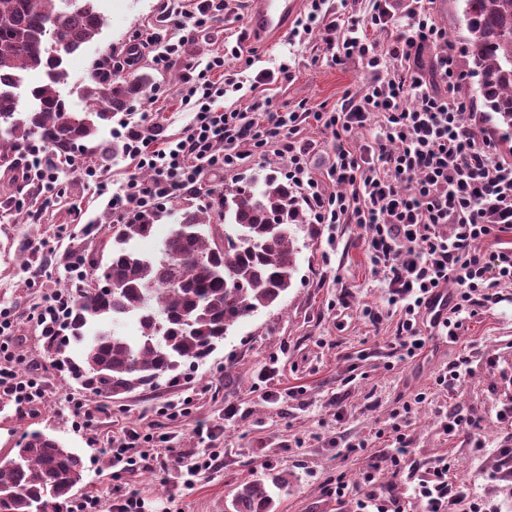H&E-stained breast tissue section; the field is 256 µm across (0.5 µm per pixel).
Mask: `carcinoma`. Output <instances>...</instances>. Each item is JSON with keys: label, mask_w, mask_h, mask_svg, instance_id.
Here are the masks:
<instances>
[{"label": "carcinoma", "mask_w": 512, "mask_h": 512, "mask_svg": "<svg viewBox=\"0 0 512 512\" xmlns=\"http://www.w3.org/2000/svg\"><path fill=\"white\" fill-rule=\"evenodd\" d=\"M0 0V166L12 168L35 141L66 156L95 138L118 112L146 96L150 77H90L83 91L90 105L72 111L61 86L64 56L100 34L98 0ZM468 32V74L478 78L483 106L512 130V0H463ZM32 70L45 81L18 95ZM164 210L132 224L112 225V253L90 273L97 288L73 285L75 308L63 332L45 337L55 362L94 396L156 387L181 367L202 362L232 328L274 306L292 285L295 227L303 209L288 183L274 176L261 187L222 192L217 208L191 205L177 218L156 255L134 242L153 235ZM115 281L120 287L103 291ZM132 319L140 335L130 340L102 330ZM86 343L82 363L65 356L67 340ZM13 458L0 463V512H68L83 480V462L57 439L35 430L22 435ZM288 473L264 474L236 487L231 512H274L276 491Z\"/></svg>", "instance_id": "cac0c4a2"}]
</instances>
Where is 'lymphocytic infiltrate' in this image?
<instances>
[{
  "label": "lymphocytic infiltrate",
  "mask_w": 512,
  "mask_h": 512,
  "mask_svg": "<svg viewBox=\"0 0 512 512\" xmlns=\"http://www.w3.org/2000/svg\"><path fill=\"white\" fill-rule=\"evenodd\" d=\"M398 0H340L328 12L326 0H309L293 23L289 37L305 42L313 35L322 41L336 64L359 61L365 84L345 96L331 111L274 105L267 96L253 97L248 108L227 109L226 99L241 91L240 81L226 73L227 60L242 56L240 44H225L198 72L185 76L182 107L193 114L178 138L165 135L149 114L122 121L112 137L135 171L113 186L105 166H78L81 181L92 184L103 209L105 224H128L159 209L168 200L203 195L208 205L219 200L205 190L207 177L238 169L249 158L275 155L284 163L289 187L306 206V220L335 230L358 225L370 262L382 273L389 302L400 318L387 347L400 360L413 359L426 348L428 310L442 290L452 293L448 315L439 335L456 340L467 319L502 302L501 287L512 283V245L481 250V241L512 231V161L503 157L496 141L476 121L464 120L471 104L461 92L464 74L458 68L454 46L437 22L432 0H413L405 25H398ZM229 0H198L195 10L176 14L175 27L211 30L230 13ZM377 32L369 39L367 31ZM436 53L424 63L428 48ZM313 119L333 138L331 165L326 178L310 169L311 144L299 136L300 124ZM375 125L373 140L356 144L355 130ZM17 164L33 172L37 191L52 200L60 189V161L52 153L27 148ZM336 190H326V182ZM72 306L69 289L46 292L32 319L41 335L59 330ZM20 321L12 308L0 309V396H6L18 417H25L46 396L42 375L33 364H21L9 341ZM473 355H458L441 369L432 390L416 393L391 411L384 447L364 459L359 484L337 481V502L354 498L356 512H406L377 479L390 466L410 488L420 512H498L479 495L469 477L453 472L447 456L426 467L412 456L411 419L419 405L433 407L448 437H464L475 453L484 441L471 418L449 408L448 395L457 392L472 370ZM495 419L500 426L492 481L512 479V399L502 402ZM109 453L119 482L112 487V503L89 494L77 503V512H145V500L132 479L158 462L162 448L137 432L113 437Z\"/></svg>",
  "instance_id": "1"
}]
</instances>
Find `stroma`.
<instances>
[{
	"instance_id": "obj_1",
	"label": "stroma",
	"mask_w": 512,
	"mask_h": 512,
	"mask_svg": "<svg viewBox=\"0 0 512 512\" xmlns=\"http://www.w3.org/2000/svg\"><path fill=\"white\" fill-rule=\"evenodd\" d=\"M187 0H103L101 33L86 49L65 60L68 82L63 94L72 109L87 105L80 92L98 57L125 51L143 33L159 27L165 12L187 9ZM239 21L228 17L222 28L210 32L168 28L170 41H183L180 57L168 67L158 68L150 55H142L133 67L135 73H150L158 100L134 103L133 114L155 113L165 135L178 137L192 118L181 108L179 93L184 76L203 68L209 57L224 48L227 37L237 36ZM244 56L254 58L256 68H271L288 62L295 78L287 84H270L263 93L274 102L291 106L332 109L364 83L361 63L351 60L331 62L320 38L306 43L290 41L288 35L276 39L250 32L243 43ZM282 176L283 164L273 155L251 158L231 174L211 177L215 191L246 184L265 175ZM66 192L54 198L41 213L40 223L18 219L15 211L0 209V307H12L22 320L15 333V352L38 358L43 366L48 398L36 415L18 419L6 397H0V456H11L17 440L27 431L39 430L72 448L84 464L83 493L108 494L112 488V459L105 447L123 430L135 429L165 439L168 447L192 452H224L223 469L183 485L176 457H169L156 472L136 478L137 486L150 512H224L235 487L267 472L289 474L288 488L276 496V512H354V501L337 503L333 490L337 476L347 482L360 481L362 460L329 447L328 437L347 431L356 440H371L385 427L388 411L410 395L431 387L438 371L459 353L476 348L499 357L500 371L490 372L474 363L467 381L448 400L478 424L487 447L497 442L498 426L494 407L507 390L504 374L512 373V284L502 287L503 302L493 310L472 318L456 343L440 342L419 357L387 361L379 348L393 336L398 313L388 307V290L373 269L354 224L341 225L335 246H328L319 226L302 224L296 231L298 252L292 286L275 306L260 310L231 332L204 362L184 367L171 382H161L152 390H136L119 396L103 395V408L92 432L77 430L69 414V398H85L68 372L59 371L48 357L43 337L28 316L40 303L43 289L31 286L34 272L46 269L51 281L66 285V256L77 252L89 260L106 261L111 236L105 224H75L74 206L96 214L99 203L93 190L70 169L59 175ZM69 234L58 238L60 226ZM60 242L53 261H46L36 247L43 242ZM348 291L349 306L337 308L340 291ZM376 304L385 311L380 327L365 321L360 309ZM275 367L273 389H295L284 402L266 401L257 385L263 365ZM191 398L192 411L170 420L157 410L166 402ZM241 408L237 420L224 418L225 401ZM218 427L220 436L209 441L198 434L197 423ZM410 432L413 454L419 462H429L447 454L455 471L469 474L477 492L499 505L501 512H512V481L484 479L479 462L460 440H448L440 433L430 406L415 413Z\"/></svg>"
}]
</instances>
